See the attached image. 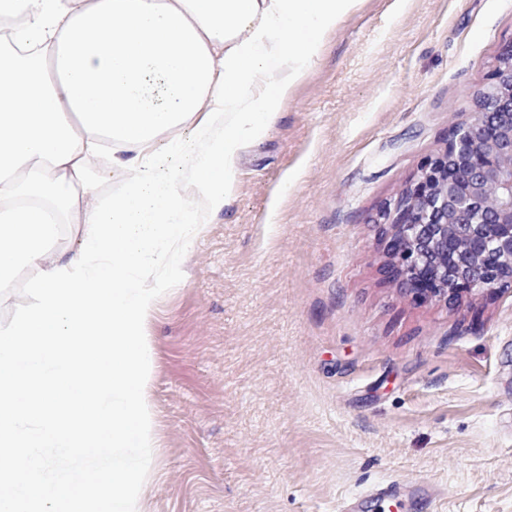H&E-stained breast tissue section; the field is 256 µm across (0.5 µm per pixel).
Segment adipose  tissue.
Instances as JSON below:
<instances>
[{
    "label": "adipose tissue",
    "instance_id": "adipose-tissue-1",
    "mask_svg": "<svg viewBox=\"0 0 512 512\" xmlns=\"http://www.w3.org/2000/svg\"><path fill=\"white\" fill-rule=\"evenodd\" d=\"M97 0H0V285L22 269L49 271L75 252L53 246L58 225L87 231L96 186L89 143L57 73L58 38ZM192 24L213 59L249 38L271 0H165Z\"/></svg>",
    "mask_w": 512,
    "mask_h": 512
}]
</instances>
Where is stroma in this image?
<instances>
[{
	"mask_svg": "<svg viewBox=\"0 0 512 512\" xmlns=\"http://www.w3.org/2000/svg\"><path fill=\"white\" fill-rule=\"evenodd\" d=\"M511 43L512 0H358L328 34L146 323L144 512H512V291L414 301L372 222Z\"/></svg>",
	"mask_w": 512,
	"mask_h": 512,
	"instance_id": "35a3bbf8",
	"label": "stroma"
}]
</instances>
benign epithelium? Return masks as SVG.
<instances>
[{
  "instance_id": "benign-epithelium-1",
  "label": "benign epithelium",
  "mask_w": 512,
  "mask_h": 512,
  "mask_svg": "<svg viewBox=\"0 0 512 512\" xmlns=\"http://www.w3.org/2000/svg\"><path fill=\"white\" fill-rule=\"evenodd\" d=\"M387 272L419 301L512 288V44L500 53L475 112L415 182L373 218Z\"/></svg>"
}]
</instances>
